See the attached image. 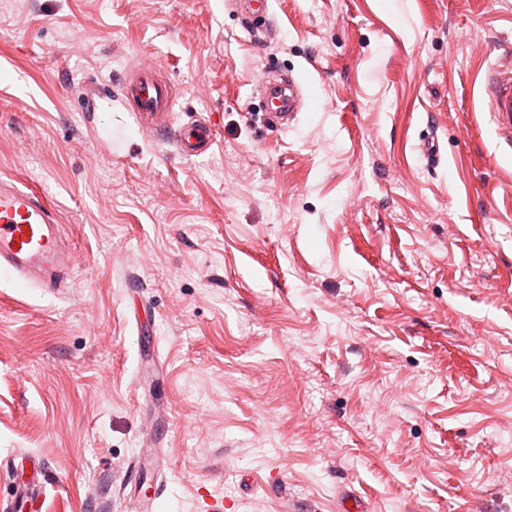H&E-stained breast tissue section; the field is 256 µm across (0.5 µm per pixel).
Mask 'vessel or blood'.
<instances>
[{
  "label": "vessel or blood",
  "mask_w": 512,
  "mask_h": 512,
  "mask_svg": "<svg viewBox=\"0 0 512 512\" xmlns=\"http://www.w3.org/2000/svg\"><path fill=\"white\" fill-rule=\"evenodd\" d=\"M157 70L153 62L134 66L123 94L145 120L162 126L173 110L174 98ZM300 87L293 77L269 85L274 119L286 124L296 119ZM480 88L498 129L512 135V69L490 66L481 76ZM214 141L212 128L204 123L181 128L175 135L176 148L185 157L206 153ZM74 260L63 227L44 195L14 177L0 175V276L28 286L47 285Z\"/></svg>",
  "instance_id": "b4317fda"
}]
</instances>
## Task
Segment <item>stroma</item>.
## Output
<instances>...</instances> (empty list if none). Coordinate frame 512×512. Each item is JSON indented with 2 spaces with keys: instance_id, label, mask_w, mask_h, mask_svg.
<instances>
[{
  "instance_id": "35a3bbf8",
  "label": "stroma",
  "mask_w": 512,
  "mask_h": 512,
  "mask_svg": "<svg viewBox=\"0 0 512 512\" xmlns=\"http://www.w3.org/2000/svg\"><path fill=\"white\" fill-rule=\"evenodd\" d=\"M0 0V172L76 261L0 279V504L512 512V0ZM153 61L171 127L121 86ZM301 79L277 129L261 90ZM205 122L198 157L176 127ZM440 144L445 164L416 155ZM480 88L494 123L508 142L512 135V69L490 66L481 76ZM175 145L184 157H195L206 153L215 141V134L205 123L183 127L175 134Z\"/></svg>"
}]
</instances>
